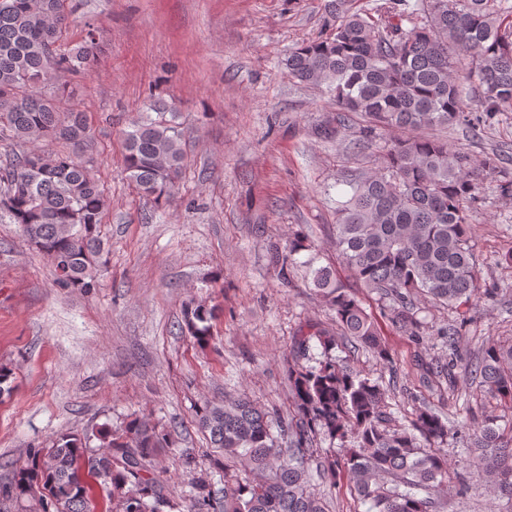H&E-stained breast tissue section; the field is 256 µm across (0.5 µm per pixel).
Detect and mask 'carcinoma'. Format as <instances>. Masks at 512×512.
<instances>
[{
	"instance_id": "obj_1",
	"label": "carcinoma",
	"mask_w": 512,
	"mask_h": 512,
	"mask_svg": "<svg viewBox=\"0 0 512 512\" xmlns=\"http://www.w3.org/2000/svg\"><path fill=\"white\" fill-rule=\"evenodd\" d=\"M345 0H330L332 34L304 41L288 56L299 82L326 88L339 106L328 137H344L350 117L364 118L353 145L369 149L380 130L401 133L383 147L378 168L342 180L346 199L336 206V250L362 287L386 302L392 321L411 336L423 334L416 301L428 299L468 320L473 302L491 300L495 288L480 286L472 242V213L479 181L502 172L504 155L476 162L460 145L425 134L454 125L475 127L485 117L512 112V5L508 0H384L375 9L343 14ZM67 0H0V131L26 146L0 168V215L21 226L31 245L52 264L64 288L95 287L103 266L98 225L106 208L90 161L46 153L40 141L89 139L84 113L60 112L54 93L60 74L90 70L99 62L95 32L65 42ZM177 113L160 101L125 133L124 172L139 193L169 200L182 174ZM311 249L295 236L273 249L282 283ZM311 283L335 313L350 348L362 347L389 361L385 342L360 301L332 278L328 268H308ZM212 309L186 311L188 332L205 343ZM324 359L314 365L310 341ZM336 336L313 325L300 330L288 370L293 410L282 413L243 396L208 403L198 426L210 446L249 475L224 469V495L216 496L208 474L191 475L188 497L175 498L168 479L151 469V458L174 444L171 431L140 417L90 438L65 434L52 448L35 451L16 474L11 494L28 496L40 512H97L96 495L108 512H325L310 485L308 459L317 437L339 441L341 456L323 458L321 475L347 482L366 512H437L447 487L448 458L441 446L448 423L424 408L411 427L391 425L388 390L379 382L336 364ZM427 376L452 381L453 358L418 363ZM467 371L485 393L512 402V344L488 340ZM470 462L492 478L495 512H512V436L495 419L472 429Z\"/></svg>"
}]
</instances>
